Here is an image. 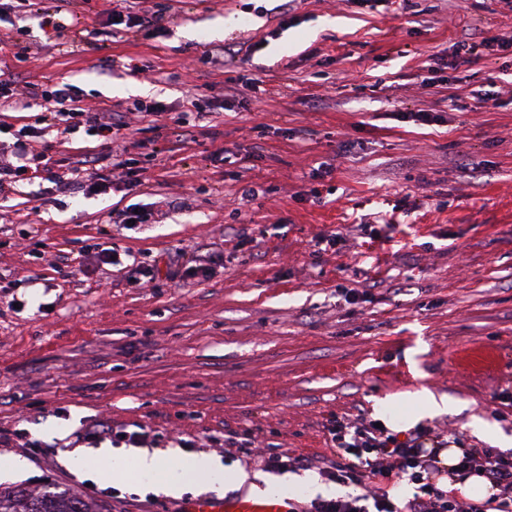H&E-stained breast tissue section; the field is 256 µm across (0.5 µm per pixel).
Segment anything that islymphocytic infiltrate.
<instances>
[{
  "mask_svg": "<svg viewBox=\"0 0 512 512\" xmlns=\"http://www.w3.org/2000/svg\"><path fill=\"white\" fill-rule=\"evenodd\" d=\"M162 17L145 9L132 11L116 5L111 11L96 15L91 23L73 29L69 42L77 44L87 38L111 34L112 30L133 31L145 40L155 37ZM44 102V120L61 121L67 130L85 129L109 145L104 156L81 154L72 160L76 177L72 182L49 174L56 191L77 189L86 197L108 194L116 176L133 188L140 181L127 175L129 150L126 132L130 126L126 114L103 107L89 112L77 105L74 85L61 82L52 85L0 79V112H22L34 98ZM38 134L37 127L21 126L14 130L13 141L0 144V193L9 191L31 172H47L44 153L35 151L30 141ZM328 432L336 449L332 459L314 461L308 457L276 448L258 450L263 465L272 471L285 469H318L322 478L346 487L347 493L330 499L315 498L298 503L294 512H512V454L504 455L485 448L465 450L458 470L461 476L476 474L486 478L494 493L488 499L466 497L455 487H440L429 479L436 457L448 441L443 433L417 429L405 438H398L385 428L363 416L332 418ZM402 481L415 484L417 491L404 506H397L391 489Z\"/></svg>",
  "mask_w": 512,
  "mask_h": 512,
  "instance_id": "f902f5d3",
  "label": "lymphocytic infiltrate"
}]
</instances>
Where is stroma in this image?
Instances as JSON below:
<instances>
[{
  "instance_id": "1",
  "label": "stroma",
  "mask_w": 512,
  "mask_h": 512,
  "mask_svg": "<svg viewBox=\"0 0 512 512\" xmlns=\"http://www.w3.org/2000/svg\"><path fill=\"white\" fill-rule=\"evenodd\" d=\"M157 39L121 31L60 51L57 26L113 0H45L0 25V70L77 86L79 105L160 100L210 135L164 133L130 150L142 184L85 198L19 182L0 195V486L75 491L104 512H180L111 471L72 464L89 434L140 424L162 461L205 453L225 473L263 475L225 447L331 455L330 414L365 413L389 432L428 427L463 448L512 439V55L482 57L428 84L435 58L477 32L512 38L506 0H153ZM29 56L18 63L16 53ZM233 56L231 67L207 64ZM138 72H131V65ZM258 78L246 105L226 86ZM436 123L403 122L405 112ZM34 147L71 176L85 132ZM229 148L230 160L217 149ZM252 197H243L245 189ZM319 196H312V189ZM145 206L159 224L127 230ZM375 219L365 237L316 250L318 234ZM129 251L158 269L142 288L102 275L94 255ZM208 257L207 276L171 281L170 262ZM374 282L352 304L345 289ZM490 355L479 368L478 353ZM442 405L424 409L431 399Z\"/></svg>"
}]
</instances>
